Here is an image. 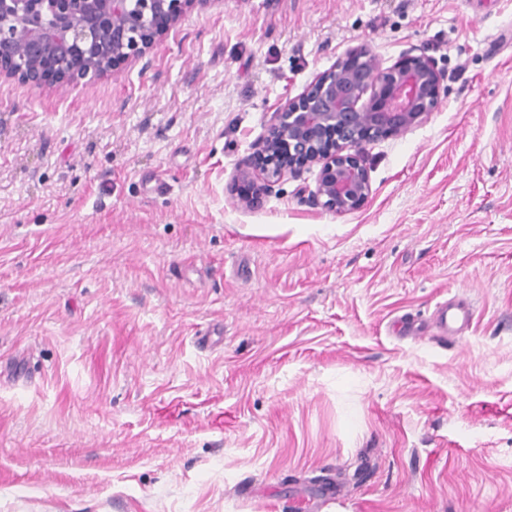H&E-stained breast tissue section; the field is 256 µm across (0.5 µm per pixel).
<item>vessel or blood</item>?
Returning a JSON list of instances; mask_svg holds the SVG:
<instances>
[{"label": "vessel or blood", "instance_id": "obj_1", "mask_svg": "<svg viewBox=\"0 0 512 512\" xmlns=\"http://www.w3.org/2000/svg\"><path fill=\"white\" fill-rule=\"evenodd\" d=\"M474 310L467 299L454 297L440 302L430 319L414 317L398 319L395 325L397 335L415 339L426 338L436 344H447L449 339H461L472 325Z\"/></svg>", "mask_w": 512, "mask_h": 512}]
</instances>
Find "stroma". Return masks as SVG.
I'll use <instances>...</instances> for the list:
<instances>
[{
    "instance_id": "stroma-1",
    "label": "stroma",
    "mask_w": 512,
    "mask_h": 512,
    "mask_svg": "<svg viewBox=\"0 0 512 512\" xmlns=\"http://www.w3.org/2000/svg\"><path fill=\"white\" fill-rule=\"evenodd\" d=\"M360 45L437 109L348 213L315 166L237 208ZM458 293L455 346L392 333ZM0 512H512V0H202L88 85L0 79Z\"/></svg>"
}]
</instances>
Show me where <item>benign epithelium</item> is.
I'll list each match as a JSON object with an SVG mask.
<instances>
[{"instance_id":"1","label":"benign epithelium","mask_w":512,"mask_h":512,"mask_svg":"<svg viewBox=\"0 0 512 512\" xmlns=\"http://www.w3.org/2000/svg\"><path fill=\"white\" fill-rule=\"evenodd\" d=\"M206 0H0V76L33 88L79 86L117 58L141 59L196 3ZM441 74L428 56L410 52L389 67L365 46L347 50L335 67L272 113L262 172L240 165L234 184L253 185L236 205L252 207L284 177L321 166L315 195L337 214L371 193L364 159L372 138L401 134L439 102Z\"/></svg>"}]
</instances>
